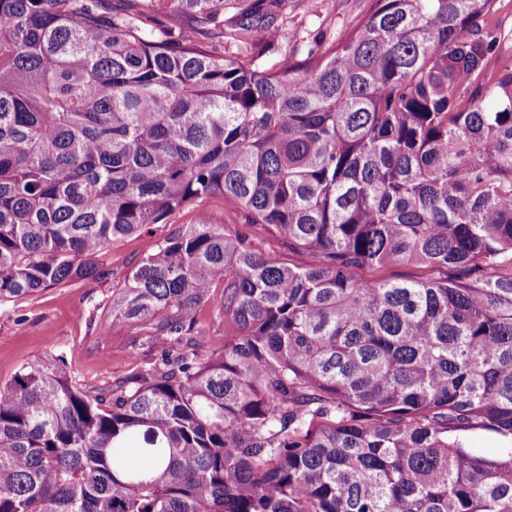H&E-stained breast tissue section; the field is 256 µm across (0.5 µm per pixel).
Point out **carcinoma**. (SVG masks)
Returning <instances> with one entry per match:
<instances>
[{
  "label": "carcinoma",
  "instance_id": "cac0c4a2",
  "mask_svg": "<svg viewBox=\"0 0 512 512\" xmlns=\"http://www.w3.org/2000/svg\"><path fill=\"white\" fill-rule=\"evenodd\" d=\"M494 2L371 0L262 69L199 35L272 37L266 0H0V304L111 277L112 244L200 199L245 225L171 233L112 293L96 333L164 337L153 363L91 386L60 355L0 385V512H512ZM401 264L447 276L359 275ZM223 288L217 285L212 288L208 302L198 313V325L205 330L210 338H218L224 335V318L218 314L222 301Z\"/></svg>",
  "mask_w": 512,
  "mask_h": 512
}]
</instances>
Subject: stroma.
<instances>
[{
  "instance_id": "obj_1",
  "label": "stroma",
  "mask_w": 512,
  "mask_h": 512,
  "mask_svg": "<svg viewBox=\"0 0 512 512\" xmlns=\"http://www.w3.org/2000/svg\"><path fill=\"white\" fill-rule=\"evenodd\" d=\"M369 0H288L278 22L282 35L257 56L261 68L277 65L289 51L304 54L335 41L365 14ZM234 230L238 211L222 200L195 202L172 216L113 245L106 260L112 268L108 281H80L58 286L29 299L0 304V382H7L24 364L64 355L73 374L88 383L121 380L134 368L157 357L162 337L145 340L133 329L115 327L111 336L95 334L90 319L108 309L112 292L122 287L128 272L154 251L157 241L199 217Z\"/></svg>"
}]
</instances>
